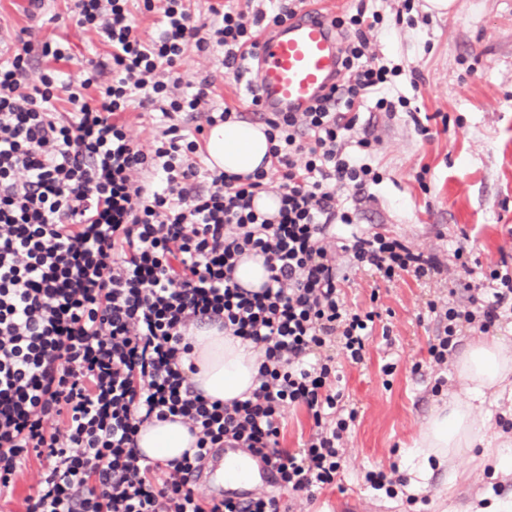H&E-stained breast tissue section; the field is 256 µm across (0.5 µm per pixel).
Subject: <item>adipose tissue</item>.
I'll return each instance as SVG.
<instances>
[{"label": "adipose tissue", "mask_w": 512, "mask_h": 512, "mask_svg": "<svg viewBox=\"0 0 512 512\" xmlns=\"http://www.w3.org/2000/svg\"><path fill=\"white\" fill-rule=\"evenodd\" d=\"M267 151L260 125L229 121L215 125L208 136L212 163L230 174L252 173L262 166ZM191 342L197 371L190 380L204 395L228 402L253 389L262 353L206 327L194 330ZM456 370L468 397L450 400L446 410L433 415L422 430L414 444L422 473H429L431 464H445L471 448L480 449L482 463L512 471V445L489 437L486 422L474 412L475 403L482 401L486 391L512 386V355L505 353L500 337H486L460 355ZM194 442V436L178 421L144 424L137 437L144 454L161 460L179 458Z\"/></svg>", "instance_id": "obj_1"}]
</instances>
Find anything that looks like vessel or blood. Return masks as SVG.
Listing matches in <instances>:
<instances>
[{
    "instance_id": "b4317fda",
    "label": "vessel or blood",
    "mask_w": 512,
    "mask_h": 512,
    "mask_svg": "<svg viewBox=\"0 0 512 512\" xmlns=\"http://www.w3.org/2000/svg\"><path fill=\"white\" fill-rule=\"evenodd\" d=\"M256 52L251 87L265 113L305 111L343 77L332 17L317 4L263 35ZM216 462L236 499L249 498L253 480L270 486L277 478L275 470L241 448H225Z\"/></svg>"
}]
</instances>
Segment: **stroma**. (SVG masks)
Returning <instances> with one entry per match:
<instances>
[{
	"instance_id": "35a3bbf8",
	"label": "stroma",
	"mask_w": 512,
	"mask_h": 512,
	"mask_svg": "<svg viewBox=\"0 0 512 512\" xmlns=\"http://www.w3.org/2000/svg\"><path fill=\"white\" fill-rule=\"evenodd\" d=\"M426 0H331L333 16L346 18L358 7L381 18L369 51L399 66L389 96L395 115L366 102L358 133L374 138L370 161L381 176L361 201L339 192L338 204L353 209L355 224L336 225L332 238L340 246L352 233L380 232L438 255L455 266L452 244L468 236L471 260L490 271L502 255L512 256V0H454L445 15L425 11ZM60 43L67 59L33 56L31 85L47 70L79 80L90 61L106 60L109 47L97 33L78 27L67 0H45L32 14L24 0H0V45L16 47L19 38ZM224 49L188 51L178 71L183 83L210 75L213 104L250 112L243 84L223 66ZM133 141L150 149L159 130L154 106L131 104L123 114ZM428 134H421L419 124ZM336 259L347 280V308L374 311V330L358 365L336 357L346 407L356 409L344 445L342 468L333 485L314 500H289L288 512H473L479 497L512 502V475H493L480 461L452 460L433 467L418 490L391 484L375 488L371 474L398 467L412 477L418 460L412 454L429 418L449 398L466 397L454 359L436 364L429 345L444 330L429 303H451L450 277L427 284L405 276L393 282L357 268L348 253ZM392 373H384L386 364Z\"/></svg>"
}]
</instances>
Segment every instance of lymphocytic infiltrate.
Listing matches in <instances>:
<instances>
[{
  "instance_id": "1",
  "label": "lymphocytic infiltrate",
  "mask_w": 512,
  "mask_h": 512,
  "mask_svg": "<svg viewBox=\"0 0 512 512\" xmlns=\"http://www.w3.org/2000/svg\"><path fill=\"white\" fill-rule=\"evenodd\" d=\"M128 2L72 0L77 25L103 36L112 59L92 63L79 84L52 71L29 87L27 43L0 60V500L35 461L26 512H288L268 492L244 502L204 495L193 478L230 445L273 465L279 487L296 495L314 498L336 480L349 423L329 350L341 344L349 363H362L376 314L346 310L326 232L353 221L338 190L358 197L380 180L367 161L371 141L353 133L365 102L394 111L382 95L392 71L367 53L376 23L365 10L334 19L344 76L307 111L264 116L269 167L246 176L204 169L186 116L206 107L213 126L237 114L208 107L209 76L171 96L178 62L188 48L216 44L242 79L260 34L305 0H275L251 17L213 5L204 20L186 0H143L161 16L148 40ZM107 69L111 84L89 102L85 89ZM57 83L71 117L54 110ZM136 98L158 104L166 120L147 151L122 119ZM351 140L357 153L346 150ZM268 193L279 204L272 216L254 206ZM347 249L389 282L443 272L435 254L378 232L352 235ZM246 254L268 271L256 291L234 277ZM473 273L466 265L454 279L464 302L444 312V334L429 347L436 361L464 328L489 333L512 301L507 261L484 280ZM193 325L261 349L250 394L225 403L196 390L182 369ZM297 407L315 431L287 450L285 413ZM177 418L196 439L192 452L160 461L140 451L141 426Z\"/></svg>"
}]
</instances>
